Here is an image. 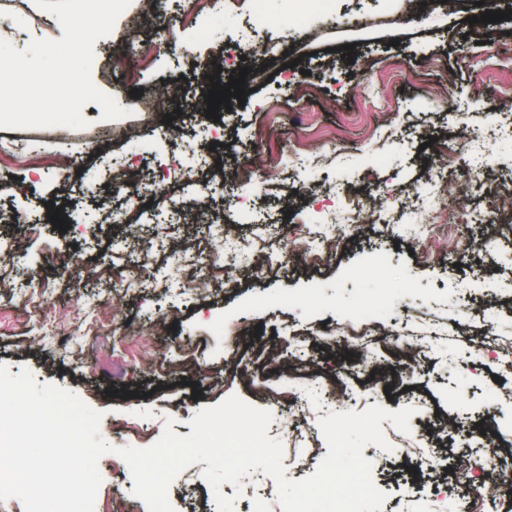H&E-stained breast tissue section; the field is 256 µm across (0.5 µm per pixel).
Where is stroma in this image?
<instances>
[{
	"instance_id": "1",
	"label": "stroma",
	"mask_w": 512,
	"mask_h": 512,
	"mask_svg": "<svg viewBox=\"0 0 512 512\" xmlns=\"http://www.w3.org/2000/svg\"><path fill=\"white\" fill-rule=\"evenodd\" d=\"M182 2L161 0L153 26L135 30L128 20L139 0H130L94 45L92 82L130 117L103 121L99 105L89 103L81 129L0 128V183L11 187L0 195V210L24 217L0 223V247L26 243L0 265V278L18 280L17 288H0V363L14 375L28 369L38 384H56L101 411L100 434L117 448L151 445L169 418L176 434L189 435L196 412L235 395L271 410L268 435L281 440L285 454H308L325 447L318 421L333 405L321 403L314 417L298 420L287 406L272 405L267 392L306 391L316 381L347 386L348 407L357 412L375 404L414 408L410 426L425 448L433 442L423 424L437 413L452 423L491 418L498 436L512 440V374L491 360L498 342L512 341V215L491 205L492 195L512 191V135L504 132L512 121V19L497 23L483 45L468 23L486 9L512 10V0H484L480 8L462 0L453 13L427 7L417 20L403 0H326L301 22L290 0H265L254 39L268 41L267 51L233 56L223 69L228 78L245 64L261 78L247 80L245 101L231 99L216 121L205 116L210 84L201 67L244 26L248 12L173 21ZM346 44L354 47L353 60L342 57ZM289 81L311 86L312 94L289 97ZM477 86L487 101L472 107ZM143 87L180 109L170 126L131 98ZM128 128L138 138L120 137ZM464 131L477 137L488 176L475 194L449 196L447 205L477 215V223L455 227L472 249L451 253L443 237L433 245L441 262L426 263L411 252L413 228L435 204L426 176L443 166L442 153L457 147ZM300 141L322 153V165L295 158ZM213 142L224 158L223 178L209 182L216 221L178 219L170 205L197 198L200 186L188 169L199 166L201 146ZM270 153L281 156L280 167L258 168L246 205L228 200L239 162ZM59 157L73 158L75 167H53ZM111 158L152 176L154 193L139 184L108 192L104 162ZM370 192L375 202L361 211L349 246L302 267L290 242L294 226ZM49 201L66 214L68 230L47 222ZM488 218L499 233L485 234ZM228 234L241 241L243 255L226 281L210 263ZM184 240L195 245L194 261L178 248ZM68 250L76 263L56 270V254ZM257 259L266 262L259 276ZM188 277L199 281V291H184ZM21 302L34 320L60 325L62 340L17 323ZM369 306L379 308L387 329L375 349L395 383L405 378L407 346L424 333L421 313L447 329V339L423 349L415 364L412 377L426 391L390 398L383 385L352 371L346 355L356 345L329 331ZM81 309L107 310L108 326L85 328ZM158 318L171 331L156 333ZM228 321L237 323V335H225ZM122 388L138 398L108 397ZM364 452L376 486L388 495L382 512H471L482 491L492 493L497 512H512V484L498 480L499 472L512 471V456H497L495 473L439 482L437 500L390 479V453L372 444ZM98 468L101 512H148L131 494V473L113 471L111 455ZM205 468L192 464L172 483L175 512H217Z\"/></svg>"
}]
</instances>
